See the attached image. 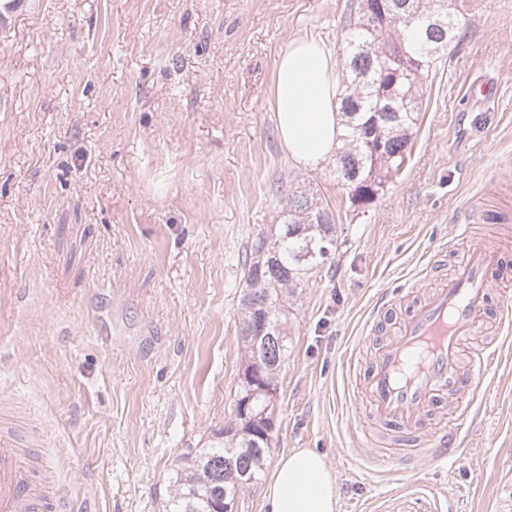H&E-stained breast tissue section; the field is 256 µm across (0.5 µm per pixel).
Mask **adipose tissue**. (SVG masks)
<instances>
[{
	"mask_svg": "<svg viewBox=\"0 0 512 512\" xmlns=\"http://www.w3.org/2000/svg\"><path fill=\"white\" fill-rule=\"evenodd\" d=\"M336 63L315 40L292 41L276 62L273 106L291 157L316 166L342 133ZM266 512H337L336 485L324 458L308 449L281 455L263 488Z\"/></svg>",
	"mask_w": 512,
	"mask_h": 512,
	"instance_id": "obj_1",
	"label": "adipose tissue"
}]
</instances>
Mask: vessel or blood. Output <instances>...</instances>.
I'll use <instances>...</instances> for the list:
<instances>
[{"mask_svg":"<svg viewBox=\"0 0 512 512\" xmlns=\"http://www.w3.org/2000/svg\"><path fill=\"white\" fill-rule=\"evenodd\" d=\"M460 257L447 281L429 291L405 313L398 327L367 361L351 357L360 371L354 393L366 398L382 420L412 426L421 410L463 387H478L481 376L499 359L492 340L482 338L487 322L503 330L512 321V297L491 305V291L502 284V268L512 259V242L477 239L462 232L454 240ZM23 436L0 427V512H60V499L48 493L23 462ZM456 430L425 443L433 460L452 456Z\"/></svg>","mask_w":512,"mask_h":512,"instance_id":"obj_1","label":"vessel or blood"}]
</instances>
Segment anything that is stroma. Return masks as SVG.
<instances>
[{"label": "stroma", "mask_w": 512, "mask_h": 512, "mask_svg": "<svg viewBox=\"0 0 512 512\" xmlns=\"http://www.w3.org/2000/svg\"><path fill=\"white\" fill-rule=\"evenodd\" d=\"M349 2L41 0L0 30V404L46 425L29 463L57 462L64 512H164L176 460L230 419L238 256L304 178L338 249L294 305L274 456L322 455L338 512H512V332L455 456L399 433L386 476L347 370L379 302L430 258L448 277L459 225L512 228V0H464L405 170L362 213L331 162L290 159L273 108L280 52H338Z\"/></svg>", "instance_id": "1"}]
</instances>
